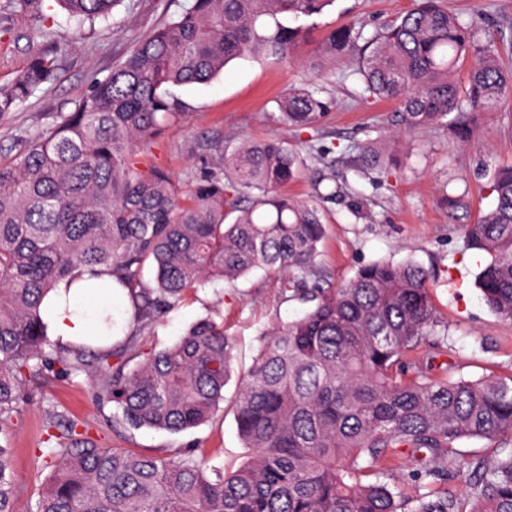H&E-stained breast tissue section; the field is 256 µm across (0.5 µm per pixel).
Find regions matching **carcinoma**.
Returning a JSON list of instances; mask_svg holds the SVG:
<instances>
[{
  "instance_id": "cac0c4a2",
  "label": "carcinoma",
  "mask_w": 512,
  "mask_h": 512,
  "mask_svg": "<svg viewBox=\"0 0 512 512\" xmlns=\"http://www.w3.org/2000/svg\"><path fill=\"white\" fill-rule=\"evenodd\" d=\"M93 28L122 0H59ZM334 0H191L136 40L91 90L14 155L0 154V430L24 404L27 377L56 369L107 377L115 422L172 434L209 421L224 401L236 344L209 318L161 349L139 347L162 311L211 280L233 283L256 269L281 275L285 300L312 302L265 339L243 375L235 422L248 452L231 471H207L193 454L154 456L102 448L48 413L55 442L35 512H512V375L455 378L448 324L430 276L408 261H378L328 287L318 263L325 236L316 200L289 196L303 161L285 142L245 140L221 154L224 172L185 191L155 148L183 108L171 88L205 84L234 59L286 58L310 18ZM487 13L463 20L443 0H415L367 31L356 18L317 49L355 61L363 99L394 100L408 132L431 126L468 141L477 117L512 104V69L481 40ZM59 43L37 50L0 86V120L57 78ZM474 58L467 79L456 75ZM320 88L277 101L285 124L309 128L326 103ZM358 170L375 148L348 147ZM493 206L466 225L468 248L489 255L481 299L512 322V164L498 168ZM151 266L153 280L144 282ZM104 266L134 302L123 345L51 346L40 304L61 280ZM463 438L497 439L492 459L457 465ZM416 457L415 494L391 482L401 455ZM458 494L444 488L448 476ZM11 449L0 444V512H14Z\"/></svg>"
}]
</instances>
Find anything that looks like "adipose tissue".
<instances>
[{"instance_id": "obj_1", "label": "adipose tissue", "mask_w": 512, "mask_h": 512, "mask_svg": "<svg viewBox=\"0 0 512 512\" xmlns=\"http://www.w3.org/2000/svg\"><path fill=\"white\" fill-rule=\"evenodd\" d=\"M123 293L108 271H85L59 282L40 306L48 336L60 346L98 344L95 322L111 313L115 297Z\"/></svg>"}]
</instances>
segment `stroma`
I'll use <instances>...</instances> for the list:
<instances>
[{"instance_id":"35a3bbf8","label":"stroma","mask_w":512,"mask_h":512,"mask_svg":"<svg viewBox=\"0 0 512 512\" xmlns=\"http://www.w3.org/2000/svg\"><path fill=\"white\" fill-rule=\"evenodd\" d=\"M187 0H123L105 28L80 30L53 0H39L26 10L0 8V85L23 71L34 50L48 39L66 43L57 58L59 77L29 102L0 121V149H15L51 126L64 104L86 94L94 78L108 74L137 38L181 11ZM486 7L495 23L503 63L512 65V41L500 39V29L512 25V0H447L450 11L465 14L473 5ZM412 0H336L324 14L310 18V43L293 59L247 58L227 65L209 84L177 88L185 106L159 140L156 156L183 186L200 177L206 156L202 142L223 138L226 148L243 139L276 136L304 160L302 176L287 186L290 195L307 199L312 181L333 164L349 195L364 201L353 214L347 197L325 203L326 234L320 261L332 283L352 278L364 265L390 260L413 261L429 271L434 303L448 323V358L454 377L512 375V323L500 320L484 304L475 277L486 255L468 250L465 227L494 201L495 171L512 163V106L479 116L473 138L459 144L444 127L405 132L392 101H362L359 84L347 77V63L317 56V43L332 29L360 16L377 26L411 8ZM318 82L327 108L308 129H296L278 119L277 99L289 89ZM373 140L383 160L382 170L353 171L343 147ZM337 146L323 158L316 145ZM461 197L463 207L449 212L448 199ZM301 301L283 300L277 274L261 269L235 283L210 284L189 295L155 322L149 345L163 348L176 341L197 319L213 315L237 344L235 372L224 388V401L213 421L171 434L148 428L113 427L114 405L99 384L86 374L62 376L46 372L29 383L32 402L16 416L0 443L12 448L15 512H34L37 491L48 472L41 462L52 443L45 430L46 415L76 423L83 436L101 447L138 454L171 455L193 451L211 467L234 469L246 459L234 419L243 370L262 341L277 327L301 316Z\"/></svg>"}]
</instances>
